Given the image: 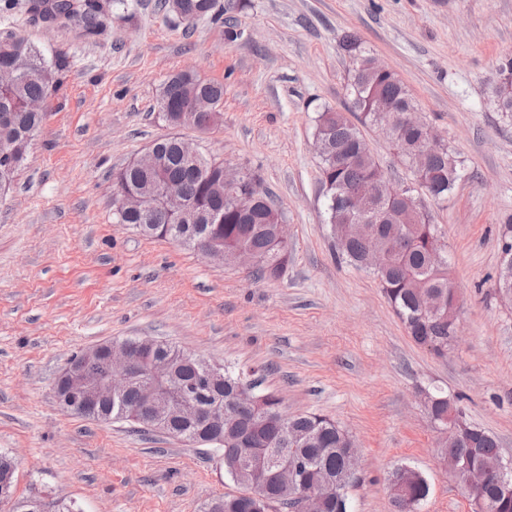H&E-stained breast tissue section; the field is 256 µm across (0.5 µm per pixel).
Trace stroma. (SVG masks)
<instances>
[{
  "mask_svg": "<svg viewBox=\"0 0 512 512\" xmlns=\"http://www.w3.org/2000/svg\"><path fill=\"white\" fill-rule=\"evenodd\" d=\"M239 36L205 16L186 26L159 0H114L103 31L47 26L28 0L0 6V31L63 67L62 84L12 188L0 194V453L16 494L82 512H202L239 493L221 454L123 422L61 408L56 378L73 355L150 336L211 364L254 370L284 412L335 420L360 450L351 512H397L394 466L426 478L420 512H472L443 466L422 391L460 396L466 419L512 458V302L495 280L512 224V124L493 90L512 56V0H240ZM394 71L421 118L462 163L448 199L420 194L460 295L461 334L446 356L416 344L377 278L337 260L316 117L348 113L345 35ZM184 70L224 85L221 121L173 130L158 115L164 82ZM179 132L207 157L259 176L287 225L277 279L116 223L113 176ZM362 133L393 184L412 173L382 134Z\"/></svg>",
  "mask_w": 512,
  "mask_h": 512,
  "instance_id": "35a3bbf8",
  "label": "stroma"
}]
</instances>
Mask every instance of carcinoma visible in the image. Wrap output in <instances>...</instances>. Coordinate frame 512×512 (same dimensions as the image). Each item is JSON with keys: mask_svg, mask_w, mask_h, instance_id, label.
<instances>
[{"mask_svg": "<svg viewBox=\"0 0 512 512\" xmlns=\"http://www.w3.org/2000/svg\"><path fill=\"white\" fill-rule=\"evenodd\" d=\"M57 11L43 9L44 0H30V11L47 22L76 20L84 31L93 35L102 25L112 7L110 0H55ZM343 49L351 61L352 76L347 83L348 94L359 123L350 121L342 112L326 109L319 113L315 130V148L329 155L320 159V174L327 175L324 185L327 197L328 220L335 239L336 257L361 269L368 250V243L348 234L354 215L346 206V197L353 190L373 187L386 173L375 159L361 156L360 126H372L376 121L373 108L377 101L386 98L402 108L412 109L415 102L398 75L388 70L382 74L373 67L374 58L365 54L358 39L350 36ZM0 70L13 71L12 80L0 85V188L9 190L25 161L31 142L40 129L44 113L32 110L30 103L46 97L48 91L60 83V69L45 62L36 47L27 39L11 31H0ZM503 83L494 89V98L502 115L512 121V57L499 67ZM208 97L213 101V111L220 112L224 101V84L218 81L189 78L182 73L171 76L162 87L157 102L159 116L166 122L190 112V97ZM424 127H401L393 135L391 146L413 173L414 182L407 186L406 199L394 202L378 201L372 214L380 223L367 225L368 232L376 235L387 255L386 263L375 276L384 295L404 324L408 334L419 345L427 346L442 354L452 344L448 333V319L456 313V296L448 274V259L437 263L433 253L444 252L439 229L430 214L416 219L411 207L418 202L417 193L422 189L435 199H446L460 178L459 161L448 146L433 149L423 167H418L416 151L425 139ZM157 148L165 156L166 166L157 176L134 167H124L115 175L114 185L122 189L151 192L153 182L181 191L199 209L220 217V223L211 230L224 239L225 259L234 257L241 250L251 252L256 258V274L260 278H277L288 265L289 246L275 242L276 225L282 213L267 192L257 193L250 207L239 213L230 203H223L212 195V188L224 177V163L201 156L197 161L202 173H193L184 161L175 143V137L158 140ZM117 221L128 224L140 234L165 238L175 244L189 247L199 236L195 224H177L157 208L140 212L115 213ZM157 354L173 359L168 383L172 387L191 384L202 373L201 358L167 344ZM249 381L248 376L227 366L224 368V386L221 389L197 387L189 393L190 399L202 407L220 400L224 404V424L217 428L223 442L210 447L224 455V471L235 477L239 465L249 458V445L231 442L233 431L242 429L248 436L258 439L261 446L288 449V460L298 468L302 487L324 497V512H350L347 493H336L344 470V449L349 447L351 436L332 419L307 413L288 418L291 433L286 434L280 425L281 399L271 392L255 391L261 398L259 408L236 402L239 385ZM141 397L139 388L129 389L122 397L103 405L102 411L111 414L112 420L124 421L146 429L140 418L132 413ZM428 416L438 428L448 417V411L461 413L456 401L439 388L429 391ZM467 436L474 449L444 448L441 458L460 456L468 468L482 470L500 455L498 442L481 428L463 421ZM169 427L174 437L198 442V429L171 415ZM242 448L237 455L224 454V448ZM469 499L481 498L490 505L489 512H512V494H506L490 478L478 489L468 488L465 475L452 473ZM404 497L417 504L427 498L429 486L422 475L407 478ZM296 492L288 490L269 479L258 484L256 497L248 491L237 495H219L222 512H280L295 507ZM7 512H35L28 498L13 496L0 501V508Z\"/></svg>", "mask_w": 512, "mask_h": 512, "instance_id": "obj_1", "label": "carcinoma"}]
</instances>
